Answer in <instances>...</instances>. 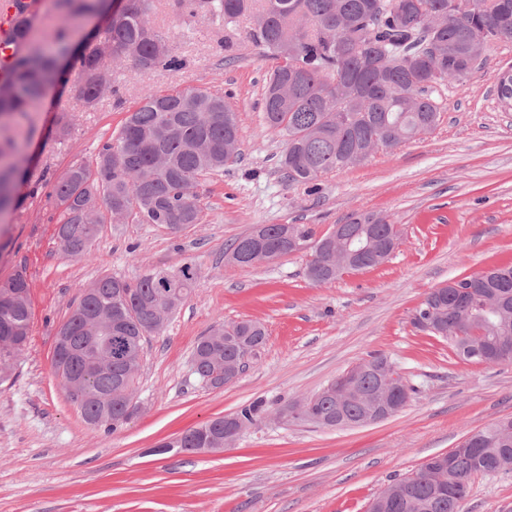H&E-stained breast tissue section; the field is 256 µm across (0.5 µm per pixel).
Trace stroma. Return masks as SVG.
<instances>
[{
	"mask_svg": "<svg viewBox=\"0 0 512 512\" xmlns=\"http://www.w3.org/2000/svg\"><path fill=\"white\" fill-rule=\"evenodd\" d=\"M150 19L185 58L183 69L139 75L110 62L120 96L93 109L70 89H49L23 143L35 193L0 216V280L25 271L32 302L17 374L0 384V512H367L387 484L512 417V364L460 360L413 323L433 288L512 262V112L497 97L512 45L493 46L466 83L435 86L434 129L322 175L312 193L280 167L283 139L262 112L274 62L248 41L247 22L180 19L171 0H157ZM146 86L223 94L238 114L240 158L201 179L198 224L174 235L158 224L108 221L91 260H73L54 235L61 210L51 182L73 164L92 163ZM63 114L70 126L62 137ZM360 212L401 229L397 250L378 268L314 285L303 250L252 267L224 259L254 225L309 224L321 235ZM186 262L200 277L146 346L137 414L113 433L88 425L52 372L59 325L102 275L133 280ZM240 320L264 325V347L236 381L206 386L192 370L195 342ZM375 354L417 389L396 415L345 428L279 416ZM254 402L263 413L224 452L173 447L183 431ZM165 442L169 450L160 451ZM463 512H512V470L475 475Z\"/></svg>",
	"mask_w": 512,
	"mask_h": 512,
	"instance_id": "obj_1",
	"label": "stroma"
}]
</instances>
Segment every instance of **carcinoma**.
<instances>
[{
  "mask_svg": "<svg viewBox=\"0 0 512 512\" xmlns=\"http://www.w3.org/2000/svg\"><path fill=\"white\" fill-rule=\"evenodd\" d=\"M177 12L246 20L252 43L276 65L266 77L262 111L267 129L284 137L281 166L292 182L309 185L322 175L348 167L352 155L365 161L417 137L427 124L437 125L440 106L431 97L445 80L464 83L492 44H512V0H173ZM102 0H54L67 20L101 13ZM14 50L6 80L16 93L0 97V214L22 206L19 185L32 173L23 167L21 140L29 114L50 85L77 73L75 99L96 107L92 70L102 64L93 50L76 47L61 26L50 43L37 38V23L23 0H14ZM155 0H127L124 13L111 20L102 41L113 57L140 75L175 72L185 59L168 47V38L150 23ZM236 112L224 96L204 90H151L125 117L115 137L105 142L90 165L75 164L52 184L61 208L56 236L64 254L81 260L90 255L98 224L120 210L140 224H160L178 234L200 221L199 179L220 173L239 158ZM344 239L370 247L366 260L347 272L377 268V242L399 239L397 226L373 213H359L342 225ZM335 231L315 236L306 224H262L258 232L237 237L225 253L228 263L250 267L306 249V277L313 285L340 278L330 261ZM198 268L149 271L135 281L99 277L85 289L58 333L66 336L68 357L52 361L53 373L78 377L79 398L71 399L92 427L117 431L136 411L133 402L147 338L163 327V312L173 313L192 294ZM472 292L463 299L444 286L432 290L416 310L433 311L438 336L466 357L477 342L496 364L500 344L512 346V263L460 279ZM32 307L30 283L18 272L0 281V382L13 376L14 360L29 341ZM258 322L219 324L193 349L198 377L220 388L239 377L249 358L266 342ZM112 358V370L99 369L97 357ZM382 355L358 363L359 386L344 410L343 421H359L362 396L377 382ZM280 414L324 427L336 426V402L315 393L297 414L287 404ZM224 447V418L211 419L182 433L170 448ZM512 454V438L499 436V423L469 434L457 451L437 455L413 477V495L429 497L437 478L449 474L458 497L435 503L433 512H461L471 478L492 475L500 457Z\"/></svg>",
  "mask_w": 512,
  "mask_h": 512,
  "instance_id": "cac0c4a2",
  "label": "carcinoma"
}]
</instances>
